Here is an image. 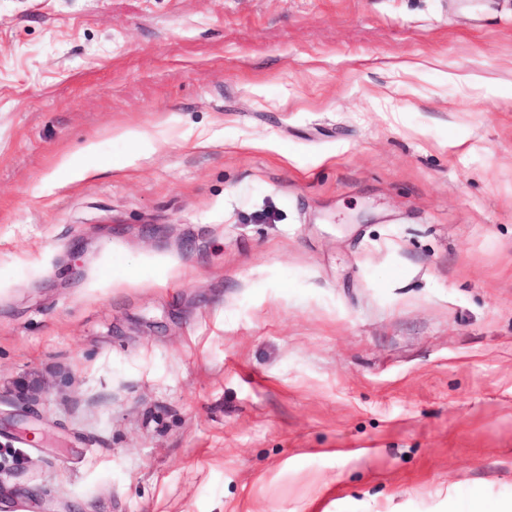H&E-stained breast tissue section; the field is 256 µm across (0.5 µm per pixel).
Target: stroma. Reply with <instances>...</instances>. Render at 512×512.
<instances>
[{
    "instance_id": "35a3bbf8",
    "label": "stroma",
    "mask_w": 512,
    "mask_h": 512,
    "mask_svg": "<svg viewBox=\"0 0 512 512\" xmlns=\"http://www.w3.org/2000/svg\"><path fill=\"white\" fill-rule=\"evenodd\" d=\"M478 496L512 0H0V512Z\"/></svg>"
}]
</instances>
